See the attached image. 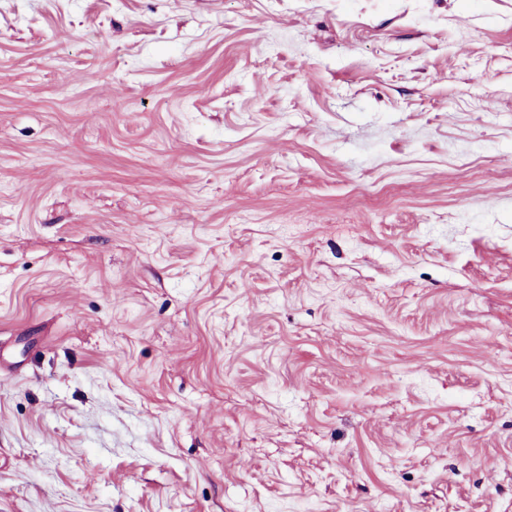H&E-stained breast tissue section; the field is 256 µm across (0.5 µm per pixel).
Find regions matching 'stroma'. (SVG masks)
<instances>
[{
	"mask_svg": "<svg viewBox=\"0 0 512 512\" xmlns=\"http://www.w3.org/2000/svg\"><path fill=\"white\" fill-rule=\"evenodd\" d=\"M0 512H512V0H0Z\"/></svg>",
	"mask_w": 512,
	"mask_h": 512,
	"instance_id": "obj_1",
	"label": "stroma"
}]
</instances>
